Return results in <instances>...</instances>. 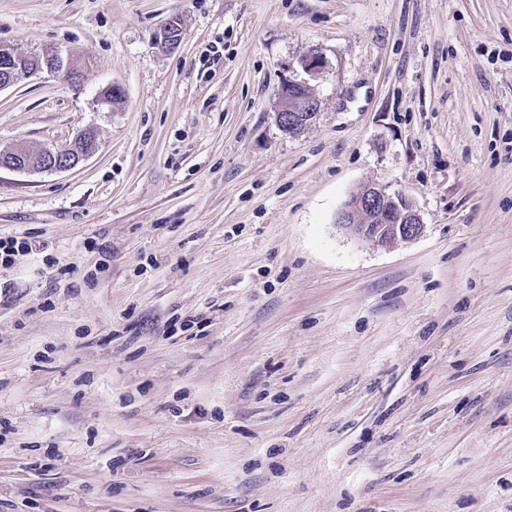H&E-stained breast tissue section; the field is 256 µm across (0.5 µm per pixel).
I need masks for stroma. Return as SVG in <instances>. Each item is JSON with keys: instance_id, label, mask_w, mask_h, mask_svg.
Segmentation results:
<instances>
[{"instance_id": "stroma-1", "label": "stroma", "mask_w": 512, "mask_h": 512, "mask_svg": "<svg viewBox=\"0 0 512 512\" xmlns=\"http://www.w3.org/2000/svg\"><path fill=\"white\" fill-rule=\"evenodd\" d=\"M0 44L84 74L0 151L96 135L0 171V512H512V0H0ZM378 180L419 238L336 224ZM278 125L288 133L298 132L310 124L318 113V99L305 81L288 80L279 91ZM94 140V133L84 131L74 145L30 150L16 148L0 152V169L15 172H62L77 167L88 155Z\"/></svg>"}]
</instances>
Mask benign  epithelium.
Here are the masks:
<instances>
[{"instance_id": "1", "label": "benign epithelium", "mask_w": 512, "mask_h": 512, "mask_svg": "<svg viewBox=\"0 0 512 512\" xmlns=\"http://www.w3.org/2000/svg\"><path fill=\"white\" fill-rule=\"evenodd\" d=\"M0 57L10 61L0 67V91L44 71L62 74L70 85L82 80V69L54 51L21 56L0 45ZM318 107V99L309 83L288 80L280 88L275 119L283 130L298 132L313 121ZM93 140L94 133L87 130L70 146L1 151L0 169L23 173L67 171L85 159ZM336 223L361 240L382 247L397 241H412L425 231V224L412 201L381 182L368 184L351 195L337 211Z\"/></svg>"}]
</instances>
